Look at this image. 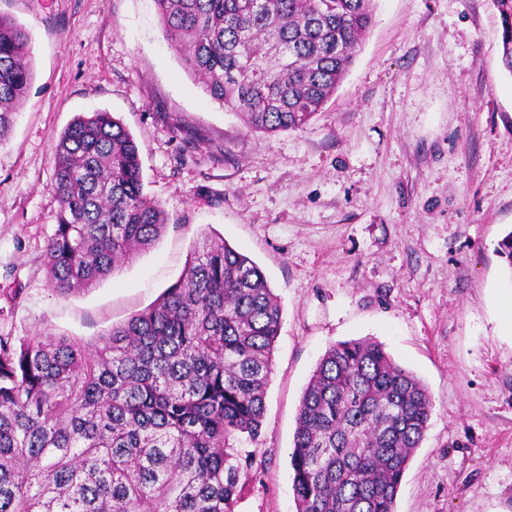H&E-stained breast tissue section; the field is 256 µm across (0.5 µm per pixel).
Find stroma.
<instances>
[{
    "instance_id": "stroma-1",
    "label": "stroma",
    "mask_w": 512,
    "mask_h": 512,
    "mask_svg": "<svg viewBox=\"0 0 512 512\" xmlns=\"http://www.w3.org/2000/svg\"><path fill=\"white\" fill-rule=\"evenodd\" d=\"M30 33L32 80L0 144V335L94 341L181 276L195 242L253 259L283 310L255 466L234 512H296L289 453L318 359L372 338L434 410L396 512H512V74L491 0H375L322 112L273 137L213 100L153 0H0ZM133 135L159 241L97 288L51 292L53 151L81 113Z\"/></svg>"
}]
</instances>
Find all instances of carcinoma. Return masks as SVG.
I'll return each instance as SVG.
<instances>
[{"instance_id": "carcinoma-1", "label": "carcinoma", "mask_w": 512, "mask_h": 512, "mask_svg": "<svg viewBox=\"0 0 512 512\" xmlns=\"http://www.w3.org/2000/svg\"><path fill=\"white\" fill-rule=\"evenodd\" d=\"M206 92L269 137L323 109L373 24L374 0H154ZM512 74V0H493ZM30 37L0 15V142L31 83ZM48 284L97 287L166 227L131 133L78 115L53 155ZM282 309L260 267L224 241L194 246L177 282L83 343L0 335V512H232L261 433ZM433 411L417 376L373 339L320 357L290 453L296 512H395Z\"/></svg>"}]
</instances>
